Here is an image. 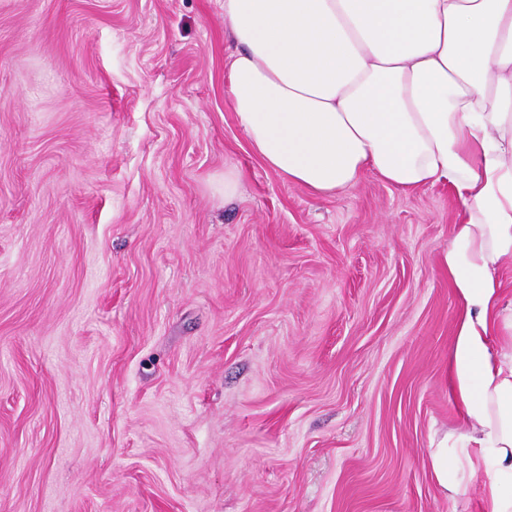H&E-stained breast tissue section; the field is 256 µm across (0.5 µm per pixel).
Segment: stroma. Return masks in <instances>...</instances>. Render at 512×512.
I'll return each instance as SVG.
<instances>
[{"mask_svg":"<svg viewBox=\"0 0 512 512\" xmlns=\"http://www.w3.org/2000/svg\"><path fill=\"white\" fill-rule=\"evenodd\" d=\"M228 44L224 0H0V512H480L429 467L452 187L284 180Z\"/></svg>","mask_w":512,"mask_h":512,"instance_id":"obj_1","label":"stroma"}]
</instances>
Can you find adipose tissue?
Segmentation results:
<instances>
[{
	"label": "adipose tissue",
	"mask_w": 512,
	"mask_h": 512,
	"mask_svg": "<svg viewBox=\"0 0 512 512\" xmlns=\"http://www.w3.org/2000/svg\"><path fill=\"white\" fill-rule=\"evenodd\" d=\"M224 27L232 110L283 179L318 196L367 172L453 186L461 423L429 463L452 496L485 474L481 512H512V0H224Z\"/></svg>",
	"instance_id": "adipose-tissue-1"
}]
</instances>
